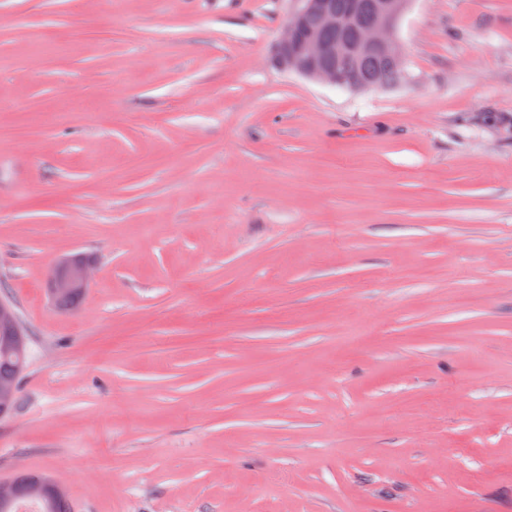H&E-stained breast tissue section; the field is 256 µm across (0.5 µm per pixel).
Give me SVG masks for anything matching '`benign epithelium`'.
Masks as SVG:
<instances>
[{"mask_svg": "<svg viewBox=\"0 0 512 512\" xmlns=\"http://www.w3.org/2000/svg\"><path fill=\"white\" fill-rule=\"evenodd\" d=\"M284 34L275 43L276 65L316 82L334 87L360 88L363 83L348 78L336 66V59L347 54H375L400 59L395 38L399 17L409 0H379L376 19L359 23L355 11L336 12L334 0H296ZM356 30L349 43L342 39L324 37V32ZM94 261L83 255H67L57 260L49 274L47 287L52 299L73 292L84 294L90 286ZM0 338L15 352L26 357L28 348L14 306L0 301ZM17 396L16 381H0V418L14 409Z\"/></svg>", "mask_w": 512, "mask_h": 512, "instance_id": "1", "label": "benign epithelium"}]
</instances>
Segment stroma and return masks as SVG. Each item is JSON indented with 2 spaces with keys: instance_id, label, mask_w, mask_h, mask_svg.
I'll return each instance as SVG.
<instances>
[{
  "instance_id": "1",
  "label": "stroma",
  "mask_w": 512,
  "mask_h": 512,
  "mask_svg": "<svg viewBox=\"0 0 512 512\" xmlns=\"http://www.w3.org/2000/svg\"><path fill=\"white\" fill-rule=\"evenodd\" d=\"M292 0H0V483L73 512H512V0L405 75L279 69ZM95 261L77 312L50 268ZM0 334L2 339L21 357L27 356L28 348L23 329L18 321L14 306L0 301ZM28 360L19 364L18 358L6 351L0 342V380H11L21 372ZM18 376L13 381H0V418L8 416L14 409L17 396ZM47 477L43 474H36V473H29V472H23L19 473L15 476L13 482L17 485L18 490V496L14 502V504L11 506V504L14 501L15 498V485L13 482L2 485L0 484V506L1 509H8L7 512H19L17 510L16 505L20 501H33L39 504L40 508L39 510L35 512H71V506L69 499L66 497V495L63 494H57L62 493V489L56 485L51 483L48 480H44ZM44 480V481H42ZM38 481L37 484H35ZM35 484V485H34ZM34 485V486H33ZM33 486V487H32ZM32 487V489H31ZM46 488H51L56 494H52L46 497H35L40 496ZM33 495H31L30 493Z\"/></svg>"
}]
</instances>
